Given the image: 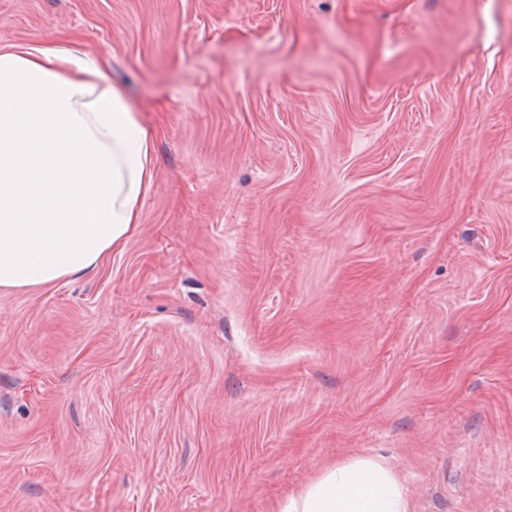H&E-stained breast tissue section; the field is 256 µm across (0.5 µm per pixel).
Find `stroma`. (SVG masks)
<instances>
[{"label": "stroma", "mask_w": 512, "mask_h": 512, "mask_svg": "<svg viewBox=\"0 0 512 512\" xmlns=\"http://www.w3.org/2000/svg\"><path fill=\"white\" fill-rule=\"evenodd\" d=\"M156 132L135 233L0 288V512H512V0H0ZM283 512H412L401 482L384 464L359 458L328 468Z\"/></svg>", "instance_id": "35a3bbf8"}]
</instances>
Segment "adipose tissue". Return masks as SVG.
I'll return each mask as SVG.
<instances>
[{
    "label": "adipose tissue",
    "mask_w": 512,
    "mask_h": 512,
    "mask_svg": "<svg viewBox=\"0 0 512 512\" xmlns=\"http://www.w3.org/2000/svg\"><path fill=\"white\" fill-rule=\"evenodd\" d=\"M108 63L69 48L0 53V288L96 270L140 218L155 132L108 82ZM285 512H411L384 464L328 468Z\"/></svg>",
    "instance_id": "ef3b65f1"
}]
</instances>
